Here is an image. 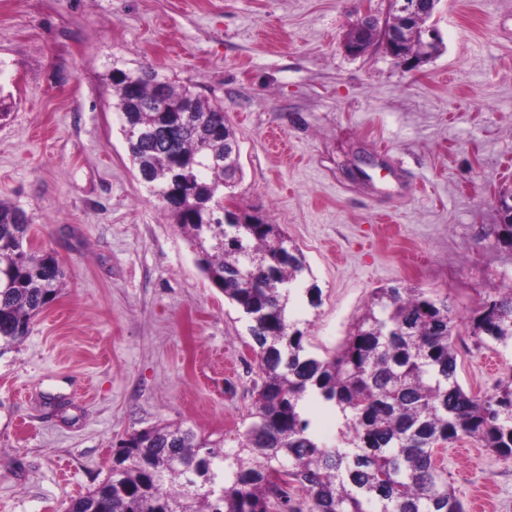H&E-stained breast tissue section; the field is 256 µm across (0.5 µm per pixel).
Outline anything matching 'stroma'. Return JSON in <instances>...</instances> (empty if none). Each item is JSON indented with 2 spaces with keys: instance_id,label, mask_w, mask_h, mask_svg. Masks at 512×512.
Here are the masks:
<instances>
[{
  "instance_id": "obj_1",
  "label": "stroma",
  "mask_w": 512,
  "mask_h": 512,
  "mask_svg": "<svg viewBox=\"0 0 512 512\" xmlns=\"http://www.w3.org/2000/svg\"><path fill=\"white\" fill-rule=\"evenodd\" d=\"M388 0H0V200L65 286L0 355V512H65L133 433L193 428L232 447L258 361L242 314L137 175L109 73L154 66L221 105L240 145L237 210L280 225L333 354L373 290L444 297L457 379L490 393L512 349L476 348L481 303L512 286L495 198L512 190V0H440L419 73L342 42ZM370 158L367 178L346 169ZM440 459L466 512H512V465L470 439Z\"/></svg>"
}]
</instances>
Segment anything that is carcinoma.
Returning a JSON list of instances; mask_svg holds the SVG:
<instances>
[{
  "mask_svg": "<svg viewBox=\"0 0 512 512\" xmlns=\"http://www.w3.org/2000/svg\"><path fill=\"white\" fill-rule=\"evenodd\" d=\"M110 85L121 128L141 132L127 142L140 180L245 318L259 380L237 445L181 426L134 433L66 512H465L439 449L471 438L512 463V379L482 396L462 388L448 298L378 288L336 352L309 353L287 316L293 297L320 303L303 254L259 215L224 220V182L241 172L224 109L149 66H115ZM63 279L54 254L31 249L24 211L0 200V354ZM472 334L479 348L512 346V288L482 302ZM310 399L341 413L339 445L313 429Z\"/></svg>",
  "mask_w": 512,
  "mask_h": 512,
  "instance_id": "carcinoma-1",
  "label": "carcinoma"
}]
</instances>
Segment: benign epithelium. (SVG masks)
Returning a JSON list of instances; mask_svg holds the SVG:
<instances>
[{"mask_svg":"<svg viewBox=\"0 0 512 512\" xmlns=\"http://www.w3.org/2000/svg\"><path fill=\"white\" fill-rule=\"evenodd\" d=\"M389 15L379 22L365 9L346 35L343 48L351 56H362L381 46L401 67L415 71L442 42L439 30L428 23L439 0H388Z\"/></svg>","mask_w":512,"mask_h":512,"instance_id":"1","label":"benign epithelium"}]
</instances>
